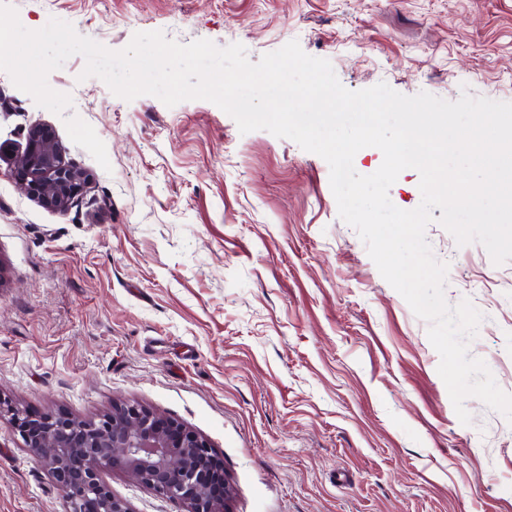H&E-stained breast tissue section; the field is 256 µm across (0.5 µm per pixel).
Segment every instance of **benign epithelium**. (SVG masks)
Returning a JSON list of instances; mask_svg holds the SVG:
<instances>
[{"label": "benign epithelium", "instance_id": "7a95c632", "mask_svg": "<svg viewBox=\"0 0 512 512\" xmlns=\"http://www.w3.org/2000/svg\"><path fill=\"white\" fill-rule=\"evenodd\" d=\"M14 175L30 197L55 210L67 209L86 183L43 131L30 137ZM2 416L10 418L25 448L61 488L68 512H130L103 479V471L112 469L183 502L187 512H224L223 497L212 492L215 462L207 439L154 410L120 402L93 419L41 417L0 396Z\"/></svg>", "mask_w": 512, "mask_h": 512}]
</instances>
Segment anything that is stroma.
Segmentation results:
<instances>
[{
    "label": "stroma",
    "mask_w": 512,
    "mask_h": 512,
    "mask_svg": "<svg viewBox=\"0 0 512 512\" xmlns=\"http://www.w3.org/2000/svg\"><path fill=\"white\" fill-rule=\"evenodd\" d=\"M112 49L162 31L242 44L251 62L298 41L361 90L512 102V0H9ZM82 56L47 82L72 98L103 169L0 70V394L34 414L90 419L135 401L202 434L224 512H512V423L477 398L462 424L440 357L338 214L317 154L240 133L206 100L127 101ZM83 171L63 211L11 169L32 130ZM426 228L449 304L483 319L469 345L512 394V260ZM131 512H185L121 470ZM62 491L0 418V512H66Z\"/></svg>",
    "instance_id": "35a3bbf8"
}]
</instances>
